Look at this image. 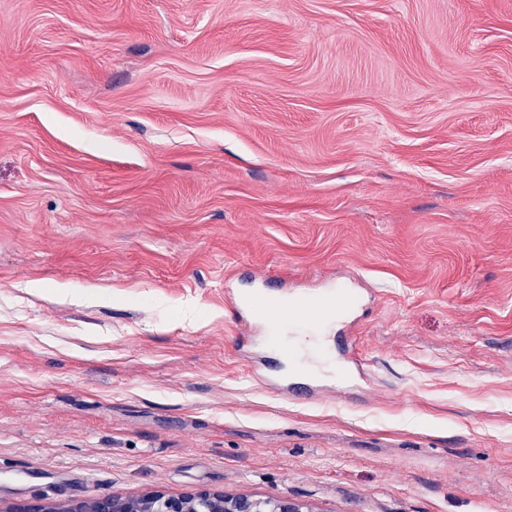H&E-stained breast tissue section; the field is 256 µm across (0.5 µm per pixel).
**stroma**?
I'll list each match as a JSON object with an SVG mask.
<instances>
[{
    "mask_svg": "<svg viewBox=\"0 0 512 512\" xmlns=\"http://www.w3.org/2000/svg\"><path fill=\"white\" fill-rule=\"evenodd\" d=\"M351 288L370 379L232 290ZM512 512V0H0V500ZM282 303L284 302L281 300L278 306ZM233 304L240 322L249 324V328L256 325L261 327L264 334V336H262L263 342L268 350L270 349L271 344H276L275 340L271 341L270 336L266 335V323L264 318H258L253 314V310L260 304L264 305L268 309L278 307L274 305L273 301L269 300V296L264 288L255 289V291L250 293L248 297H243L241 295L235 297ZM252 373L269 388L287 397L301 395L308 399H315L325 390V384L321 383L313 372L300 367H293L279 380H272L259 360L253 365ZM304 509V504L288 498L227 497L224 492L210 491L173 496L153 490L137 497L105 495L55 501L40 498L3 504L0 501L1 512H313Z\"/></svg>",
    "mask_w": 512,
    "mask_h": 512,
    "instance_id": "1",
    "label": "stroma"
}]
</instances>
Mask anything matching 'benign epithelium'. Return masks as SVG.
Instances as JSON below:
<instances>
[{
  "instance_id": "1",
  "label": "benign epithelium",
  "mask_w": 512,
  "mask_h": 512,
  "mask_svg": "<svg viewBox=\"0 0 512 512\" xmlns=\"http://www.w3.org/2000/svg\"><path fill=\"white\" fill-rule=\"evenodd\" d=\"M0 512H306L305 505L288 498L227 497L222 492L198 491L179 496L160 490L137 497L113 495L89 499H36L0 503Z\"/></svg>"
}]
</instances>
